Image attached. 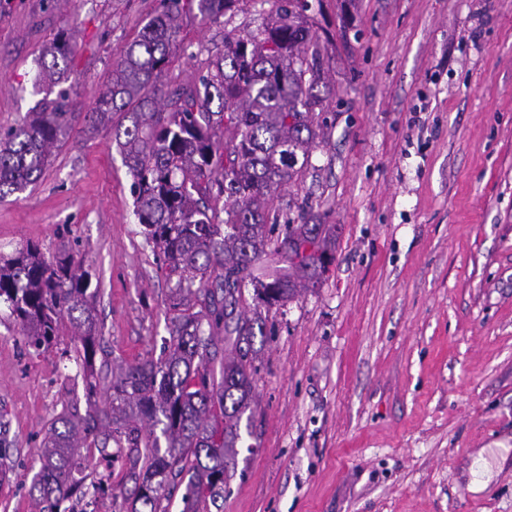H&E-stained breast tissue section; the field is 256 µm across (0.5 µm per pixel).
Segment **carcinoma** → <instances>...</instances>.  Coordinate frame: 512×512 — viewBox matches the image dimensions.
I'll return each instance as SVG.
<instances>
[{
  "label": "carcinoma",
  "mask_w": 512,
  "mask_h": 512,
  "mask_svg": "<svg viewBox=\"0 0 512 512\" xmlns=\"http://www.w3.org/2000/svg\"><path fill=\"white\" fill-rule=\"evenodd\" d=\"M244 0H163V9L118 52L107 88L98 93L92 117L112 122L120 112L129 125L115 140L129 173L135 215L160 266L178 275V292L194 297L176 317L164 356L146 358L112 378L106 407L84 416L65 415L46 433L41 471L32 489L39 512H87L93 500L119 494L100 478L75 477L82 456L99 453L107 467L128 465L138 500L149 512H166L164 480L190 473L183 512L224 492L250 407L255 367L253 339L262 316H248L245 291L282 305L301 280L331 262L329 234L308 217V205L274 210V195L310 163L324 124L321 36L300 18L304 0H275V9L254 31L224 39V54L193 85L165 94L164 76L179 46L181 13L196 7L211 22ZM73 54L69 36L58 33L42 51L35 84L52 89L67 79ZM218 102L219 111L211 109ZM75 120L67 89L45 98L22 123L0 134V195L38 181L54 148ZM224 200V224L215 223L212 202ZM323 259L295 260L305 245ZM198 288H193L194 284ZM89 274L66 250L48 257L26 242L0 255V303L21 325L31 346L57 343L71 329L74 350L63 351L83 373L87 394L98 393L95 331ZM224 360L217 362V341ZM115 451H107L109 443ZM84 504L77 510L75 506Z\"/></svg>",
  "instance_id": "cac0c4a2"
}]
</instances>
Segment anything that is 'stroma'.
<instances>
[{
  "mask_svg": "<svg viewBox=\"0 0 512 512\" xmlns=\"http://www.w3.org/2000/svg\"><path fill=\"white\" fill-rule=\"evenodd\" d=\"M327 126L273 200L310 199L332 261L261 313L250 420L224 495L200 512H512V0H310ZM161 0H0V131L46 96L59 32L77 119L39 182L0 198V251L66 249L91 276L109 366L160 357L176 277L134 214L132 178L93 102ZM273 8L208 23L184 11L165 92ZM70 343L30 347L0 306V512H34L42 439L85 415ZM484 452L482 492L468 469ZM73 54V46L65 32L58 33L42 51L35 75V85L47 86L49 95L52 88L64 83L67 79V64ZM50 57V61H48Z\"/></svg>",
  "mask_w": 512,
  "mask_h": 512,
  "instance_id": "obj_1",
  "label": "stroma"
}]
</instances>
